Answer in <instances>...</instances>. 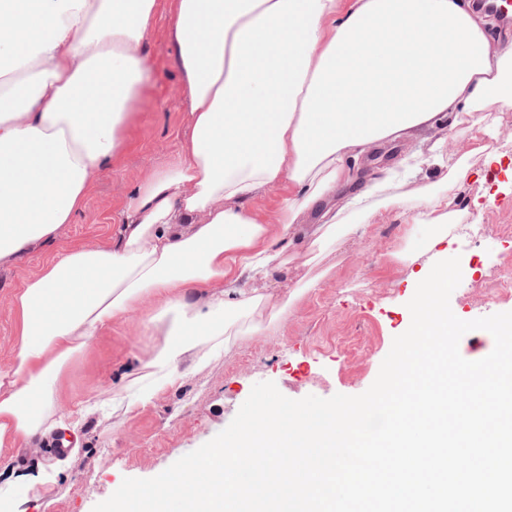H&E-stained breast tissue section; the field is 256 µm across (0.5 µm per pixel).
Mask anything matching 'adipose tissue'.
I'll use <instances>...</instances> for the list:
<instances>
[{
    "mask_svg": "<svg viewBox=\"0 0 512 512\" xmlns=\"http://www.w3.org/2000/svg\"><path fill=\"white\" fill-rule=\"evenodd\" d=\"M167 22L188 104L178 157L127 195L111 239L52 254L10 297L15 343L0 363V463L90 406L63 404L68 365L130 313L163 337L129 383L153 393L212 351L260 333L254 315L287 316L306 292L271 302L245 283L280 266L305 212H323V246L375 216L350 163L407 136L467 134L485 152L487 110L512 107V48L474 0H172ZM157 0H0V266L60 238L111 169L148 86L142 44ZM443 189L388 194L416 206L439 243L451 222ZM281 192L273 213L254 206Z\"/></svg>",
    "mask_w": 512,
    "mask_h": 512,
    "instance_id": "obj_1",
    "label": "adipose tissue"
}]
</instances>
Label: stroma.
<instances>
[{"label": "stroma", "instance_id": "obj_1", "mask_svg": "<svg viewBox=\"0 0 512 512\" xmlns=\"http://www.w3.org/2000/svg\"><path fill=\"white\" fill-rule=\"evenodd\" d=\"M158 15L143 53L151 86L134 116L131 139L112 169L92 187L84 210L67 225L60 245L104 238L118 222L129 191L156 170L171 165L187 123V102L166 36L169 0H158ZM486 142L497 159L470 158L472 175L448 195L449 210L461 219L449 225L443 243L465 269L450 298L453 313L474 320L512 312V295L496 283L512 271V108H497ZM417 142L385 143L358 163L365 185L417 151ZM417 208L384 210L359 230L323 250L310 251L298 237L284 251L285 264L258 285L280 296L298 281H314L288 316L257 335L239 339L228 352L128 414L111 408L92 411L78 429L77 446L60 458L47 445L17 449L0 484L43 472L38 494L20 496L16 512H93L127 477L157 476L182 456L224 430L254 384L274 382L286 397L358 395L376 379L394 337L410 326L407 303L418 275L434 265L433 253L402 260L405 240L423 235ZM43 251L12 267H0V360L14 343L10 295L37 272ZM139 313L96 337L67 370L70 403L105 399L120 390L136 358L160 344Z\"/></svg>", "mask_w": 512, "mask_h": 512}]
</instances>
